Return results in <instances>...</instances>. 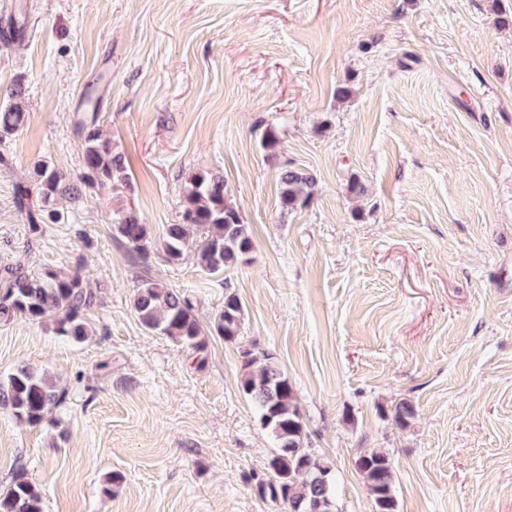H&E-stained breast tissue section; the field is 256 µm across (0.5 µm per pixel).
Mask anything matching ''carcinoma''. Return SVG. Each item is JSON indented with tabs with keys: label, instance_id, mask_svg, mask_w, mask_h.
<instances>
[{
	"label": "carcinoma",
	"instance_id": "cac0c4a2",
	"mask_svg": "<svg viewBox=\"0 0 512 512\" xmlns=\"http://www.w3.org/2000/svg\"><path fill=\"white\" fill-rule=\"evenodd\" d=\"M15 102L0 112V131L10 133L23 121L24 90L11 93ZM98 113L87 112L81 120L83 131L81 173L78 182L67 183L63 175L42 161L34 166L37 194L44 204L57 196L77 194L81 189L115 188L126 182V167L112 155L108 141L96 128ZM281 206L286 211L307 207L312 198L314 177L294 168L279 174ZM29 189L18 186L15 204L32 232L40 224L57 219L56 211L35 214L28 203ZM113 233L131 250L145 255L152 245L149 227L129 210L112 224ZM159 247L166 262L178 264L191 249L197 265L208 274H222L242 263L251 253L253 239L236 207L229 201L224 176L210 171L189 175L182 192L178 219L164 228ZM99 296L87 287L81 274L56 270L32 272L23 266L0 268V322L24 317L34 323L54 320L55 331L74 342L90 335L87 313ZM141 325L193 352L197 366L206 362L208 337L194 314V303L186 292L162 280L141 281L132 299ZM244 308L239 297L224 293V306L215 316L212 334L226 342L240 336ZM242 392L251 398L260 425L275 441L267 462V473L253 477V491L262 500L288 505L291 512H336L332 467L321 456L305 447V425L297 405L295 390L270 355L259 358L250 351L242 355ZM63 393L56 379L30 366H20L6 380H0V405L11 409L22 423L40 424L46 414L61 405ZM415 415L407 401L391 411L395 425L405 427ZM357 467L373 495L376 512H396L393 494L394 467L383 452L371 451L357 460ZM42 491L21 470L15 472L6 492L0 493V512H44Z\"/></svg>",
	"mask_w": 512,
	"mask_h": 512
}]
</instances>
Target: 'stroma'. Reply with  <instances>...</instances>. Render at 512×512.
I'll return each instance as SVG.
<instances>
[{
    "label": "stroma",
    "mask_w": 512,
    "mask_h": 512,
    "mask_svg": "<svg viewBox=\"0 0 512 512\" xmlns=\"http://www.w3.org/2000/svg\"><path fill=\"white\" fill-rule=\"evenodd\" d=\"M39 2L37 28L0 38V108L25 89L0 136V266L82 270L100 302L82 343L0 323V377L30 365L66 392L35 426L0 407V493L21 469L45 512H287L248 482L273 450L239 388L252 350L292 383L336 512H374L356 468L372 450L394 461L397 512H512V0ZM102 76L97 126L128 180L57 198L31 232L16 187L40 161L76 181ZM287 166L316 180L292 212ZM201 169L253 232L220 277L112 232L131 209L161 236ZM146 278L192 295L206 331L233 291L241 335H211L196 368L139 323ZM11 98L16 102L6 107L0 112V129L3 133H10L16 130L23 121L24 112L22 99L24 98V90L21 86L15 88L11 93Z\"/></svg>",
    "instance_id": "stroma-1"
}]
</instances>
